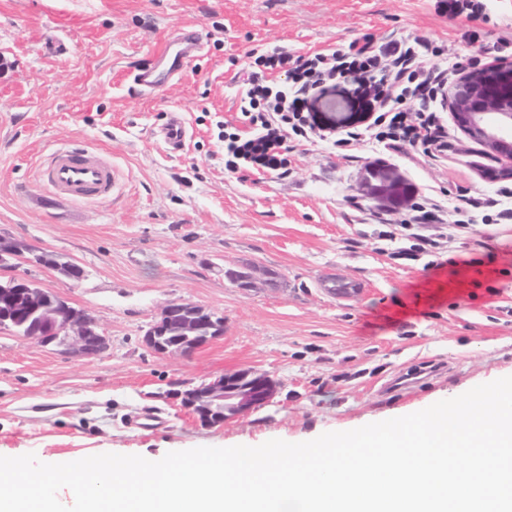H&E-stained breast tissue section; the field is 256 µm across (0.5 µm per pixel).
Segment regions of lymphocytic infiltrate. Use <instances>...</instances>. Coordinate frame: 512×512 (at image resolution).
<instances>
[{"instance_id": "1", "label": "lymphocytic infiltrate", "mask_w": 512, "mask_h": 512, "mask_svg": "<svg viewBox=\"0 0 512 512\" xmlns=\"http://www.w3.org/2000/svg\"><path fill=\"white\" fill-rule=\"evenodd\" d=\"M437 55L425 38L379 44L368 37L307 52L280 45L251 50L252 63L239 77V121L224 125L225 170L283 175L289 141L348 148L367 134L388 150L447 153L436 110L448 70ZM339 80L362 92L361 109L374 116L366 130L339 134L316 114L317 95Z\"/></svg>"}]
</instances>
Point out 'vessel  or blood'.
<instances>
[{
    "label": "vessel or blood",
    "mask_w": 512,
    "mask_h": 512,
    "mask_svg": "<svg viewBox=\"0 0 512 512\" xmlns=\"http://www.w3.org/2000/svg\"><path fill=\"white\" fill-rule=\"evenodd\" d=\"M202 46L199 32L182 27L168 40L165 49L131 74L133 83L146 94L160 91L178 77L187 60L196 56ZM158 135L171 152L180 151L188 130L178 115H171ZM40 181L52 191L79 201H103L114 197L119 170L101 154L80 145L60 147L47 154L38 171Z\"/></svg>",
    "instance_id": "vessel-or-blood-1"
}]
</instances>
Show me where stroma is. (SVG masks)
I'll list each match as a JSON object with an SVG mask.
<instances>
[{
	"instance_id": "1",
	"label": "stroma",
	"mask_w": 512,
	"mask_h": 512,
	"mask_svg": "<svg viewBox=\"0 0 512 512\" xmlns=\"http://www.w3.org/2000/svg\"><path fill=\"white\" fill-rule=\"evenodd\" d=\"M185 25L203 48L178 80L142 95L126 70L151 60ZM426 37L442 62L473 52L512 60V0H0V235L79 264L67 283L16 261L22 277L86 310L109 338L97 357L0 331V455L67 463L102 453L162 458L196 447L297 443L404 416L512 376V222L492 220L512 178L490 174L485 147L438 109L451 148L435 157L295 144L288 172L224 170L219 122L237 118L234 75L258 46L318 50L363 35ZM183 113L188 139L170 153L153 132ZM76 142L121 172L114 199L76 202L36 176L51 150ZM409 197L381 202L375 171ZM466 227L456 207L466 199ZM415 203L435 204L434 256L394 259ZM397 225L395 240L381 237ZM251 263L279 287L240 288L225 269ZM347 287L344 295L331 285ZM224 318V333L190 357L144 343L170 302ZM252 369L279 381L273 402L208 426L180 392Z\"/></svg>"
}]
</instances>
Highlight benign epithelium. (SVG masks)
<instances>
[{
	"instance_id": "benign-epithelium-1",
	"label": "benign epithelium",
	"mask_w": 512,
	"mask_h": 512,
	"mask_svg": "<svg viewBox=\"0 0 512 512\" xmlns=\"http://www.w3.org/2000/svg\"><path fill=\"white\" fill-rule=\"evenodd\" d=\"M448 106L461 131L487 148L503 166V174H512V60L462 72L448 93ZM374 178L378 184L372 189L378 198L401 195L399 182L389 174L378 172ZM44 256L43 250L26 241L0 236V267L10 260L39 262ZM6 298L9 305L0 307V329L86 357L98 356L108 347L94 317L25 279L0 283V301ZM223 330L224 318L193 303L175 301L163 308L144 341L157 353L188 356ZM278 387L279 382L266 373L235 370L184 391L181 403L201 422L222 425L272 403Z\"/></svg>"
}]
</instances>
